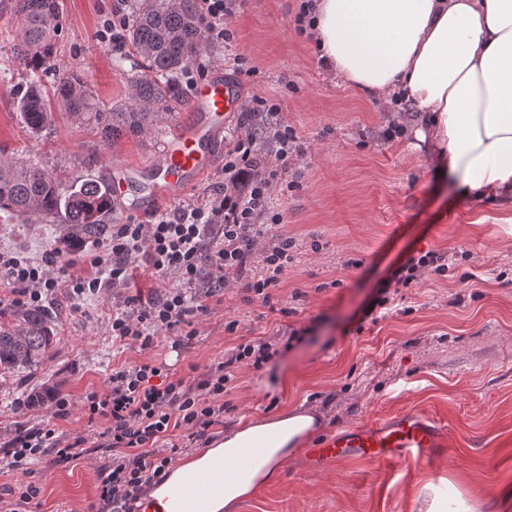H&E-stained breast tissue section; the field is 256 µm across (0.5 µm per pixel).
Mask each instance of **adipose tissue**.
Wrapping results in <instances>:
<instances>
[{
	"label": "adipose tissue",
	"instance_id": "obj_1",
	"mask_svg": "<svg viewBox=\"0 0 512 512\" xmlns=\"http://www.w3.org/2000/svg\"><path fill=\"white\" fill-rule=\"evenodd\" d=\"M326 70L418 114L439 178L512 196V0H314ZM320 426L301 407L244 423L172 469L149 512H240Z\"/></svg>",
	"mask_w": 512,
	"mask_h": 512
}]
</instances>
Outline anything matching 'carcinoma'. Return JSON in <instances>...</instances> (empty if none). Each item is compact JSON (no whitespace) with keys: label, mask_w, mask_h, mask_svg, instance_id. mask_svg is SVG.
Listing matches in <instances>:
<instances>
[{"label":"carcinoma","mask_w":512,"mask_h":512,"mask_svg":"<svg viewBox=\"0 0 512 512\" xmlns=\"http://www.w3.org/2000/svg\"><path fill=\"white\" fill-rule=\"evenodd\" d=\"M127 2L128 39L139 59L128 70L126 58L113 59V66L126 76V91L114 101H101L78 71L60 78L54 93H47L42 77L57 52L58 0H15L17 60L27 75L19 112L30 133L37 135L46 127L55 104L75 121L94 123L104 141L124 133L144 135L180 103L175 89L178 74L207 49L198 0ZM113 208L108 188L95 179L65 190L57 173L37 160L0 159L4 224L56 221L63 228L59 244L74 251L112 231ZM54 339V320L48 312L14 308L10 322H0V371L40 365Z\"/></svg>","instance_id":"carcinoma-1"}]
</instances>
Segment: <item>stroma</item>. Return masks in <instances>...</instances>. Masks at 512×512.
Masks as SVG:
<instances>
[{
	"instance_id": "1",
	"label": "stroma",
	"mask_w": 512,
	"mask_h": 512,
	"mask_svg": "<svg viewBox=\"0 0 512 512\" xmlns=\"http://www.w3.org/2000/svg\"><path fill=\"white\" fill-rule=\"evenodd\" d=\"M58 2L62 31L46 88L75 68L99 99L120 97L125 77L112 66L117 53L97 31L121 0ZM302 2L248 0L226 21L233 41L209 43L202 57L206 75L222 74L246 95L279 103L282 119L308 147L290 163L297 188L274 198L295 241L275 291L279 310L245 301L243 289L232 288L195 317L199 337L190 349L174 352L160 336L142 351L113 343L111 295L61 297L53 309L56 341L44 362L0 373V443L17 427L49 419L50 405L13 406L38 388L69 395L64 431L94 436L106 424H87L80 403L105 389L113 369L152 361L181 377L263 339L274 355L261 369L235 372L224 394L225 428L303 405L321 415L322 439L412 410L446 425L451 455L391 471L365 459L314 468L301 453L241 512H418L429 483L450 496L497 498L512 490V198L464 197L453 182L437 179L412 133L382 140L386 104L322 66L296 24ZM17 25L13 0H0V155L38 158L67 185L103 180L114 166L131 169L132 185H146L145 162L163 152L174 126L193 120L188 102L144 138L104 142L59 111L31 135L17 109L25 80L11 37ZM234 57L255 75L239 79L228 64ZM60 234L53 223H0V250L37 259ZM429 250L447 253V270L397 288L399 271ZM232 320L237 329L225 332ZM293 329L298 337H290ZM36 481L42 494L35 512H85L98 475L86 459L46 468Z\"/></svg>"
}]
</instances>
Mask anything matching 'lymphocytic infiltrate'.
<instances>
[{"label":"lymphocytic infiltrate","instance_id":"obj_1","mask_svg":"<svg viewBox=\"0 0 512 512\" xmlns=\"http://www.w3.org/2000/svg\"><path fill=\"white\" fill-rule=\"evenodd\" d=\"M247 0H199L207 40L232 42L224 21ZM224 153V178L215 189L183 203L172 213L141 224L127 221L86 252L78 271L58 265L59 249L31 260L0 252V288L15 304L46 309L59 295L102 296L125 290L134 264H147L158 276L178 279L159 298L128 297L113 310L112 337L149 350L168 333L173 351L192 347L198 335L193 316L206 313L209 299L232 286L244 288L268 308L293 259V238L282 232V212L271 194L288 183V161L306 153L303 141L280 117L277 104L253 95ZM267 341L238 345L203 372L174 377L151 362L114 369L104 390L88 392L82 411L88 421H106L97 438L60 431L71 415V401L52 399L50 420L19 431L0 450V473L18 472L22 482L0 484V512H24L37 503L34 481L43 467L66 466L86 457L97 463L100 484L87 512H139L149 486L159 484L180 450L209 443L224 423V390L244 363L261 367L270 357Z\"/></svg>","mask_w":512,"mask_h":512}]
</instances>
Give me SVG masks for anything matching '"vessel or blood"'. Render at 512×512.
<instances>
[{"instance_id":"1","label":"vessel or blood","mask_w":512,"mask_h":512,"mask_svg":"<svg viewBox=\"0 0 512 512\" xmlns=\"http://www.w3.org/2000/svg\"><path fill=\"white\" fill-rule=\"evenodd\" d=\"M243 99V90L219 75L197 85L190 101L197 119L175 127L162 155L148 162L152 178L132 205L133 214L152 213L160 203L179 199L198 185L216 164L225 119L240 109ZM449 448L446 426L426 414L406 411L337 430L310 449L308 457L316 464L362 458L397 468L409 460L445 457Z\"/></svg>"}]
</instances>
